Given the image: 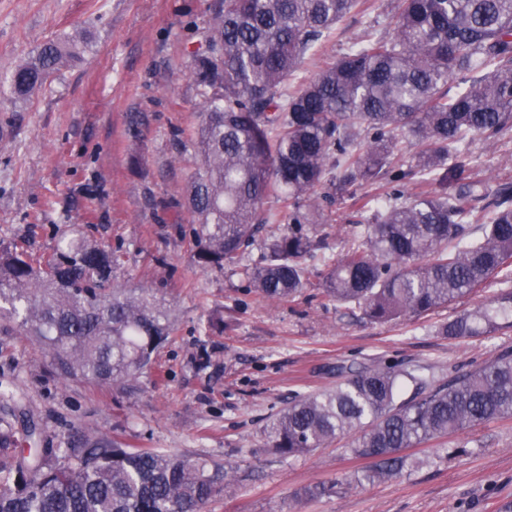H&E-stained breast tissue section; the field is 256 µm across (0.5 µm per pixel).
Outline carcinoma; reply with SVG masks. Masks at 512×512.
<instances>
[{
	"label": "carcinoma",
	"instance_id": "cac0c4a2",
	"mask_svg": "<svg viewBox=\"0 0 512 512\" xmlns=\"http://www.w3.org/2000/svg\"><path fill=\"white\" fill-rule=\"evenodd\" d=\"M368 0H209L212 23L187 50L203 111L187 187L190 240L202 269L235 265L268 224L288 227L265 262L246 268L249 287L272 301L306 286L314 241L307 225L330 221L328 189L392 183L332 264L322 297L375 323L427 316L512 278V188L490 192L469 177L468 138L491 139L512 123V0H397L393 27L368 25L317 75L297 80L305 59ZM84 35L51 38L0 84L24 103L89 50ZM414 139L415 165L401 144ZM420 187L401 189L413 175ZM494 194V201L477 203ZM274 198L280 210L265 208ZM119 256L75 234L47 258L17 243L0 248V319L43 345L64 375L125 384L145 373L172 333L152 288L112 285ZM512 327V291L443 322L460 339ZM408 400L400 399L405 385ZM512 418V350L432 384L398 361L366 367L336 389L298 394L266 428L282 456L308 454L359 431L352 453L384 480L403 451L460 430ZM35 428L0 419V512H205L231 470L207 459L76 433L33 448ZM336 493V483L303 490Z\"/></svg>",
	"mask_w": 512,
	"mask_h": 512
}]
</instances>
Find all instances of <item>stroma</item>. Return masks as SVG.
I'll list each match as a JSON object with an SVG mask.
<instances>
[{"mask_svg":"<svg viewBox=\"0 0 512 512\" xmlns=\"http://www.w3.org/2000/svg\"><path fill=\"white\" fill-rule=\"evenodd\" d=\"M395 0H372L348 20L322 58L336 56L369 23L389 29ZM209 22L207 0H0V77L49 38L92 33V47L30 102L0 94V247L26 241L52 253L74 230L118 250L113 281L153 288L176 330L152 355L150 370L124 386L62 378L23 331L0 321V418L34 422L40 445L72 433L133 448L203 457L236 468L208 512H512V419L485 423L407 449L408 463L380 483L361 480L367 460L351 437L283 457L264 429L299 393L335 388L337 367L391 360L438 384L468 364L512 349V328L451 339L439 325L507 289L492 281L426 317L374 323L322 300L328 268L353 234L346 222L365 186L333 192L329 223L312 227L321 248L306 256L309 283L295 300L250 293L240 269L265 256L259 233L239 266L198 267L184 207L196 158L189 148L203 105L187 47ZM138 120L140 138L128 127ZM473 179L512 186V129L495 142L471 138ZM220 318L223 329L206 330ZM334 481V496L303 489Z\"/></svg>","mask_w":512,"mask_h":512,"instance_id":"1","label":"stroma"}]
</instances>
